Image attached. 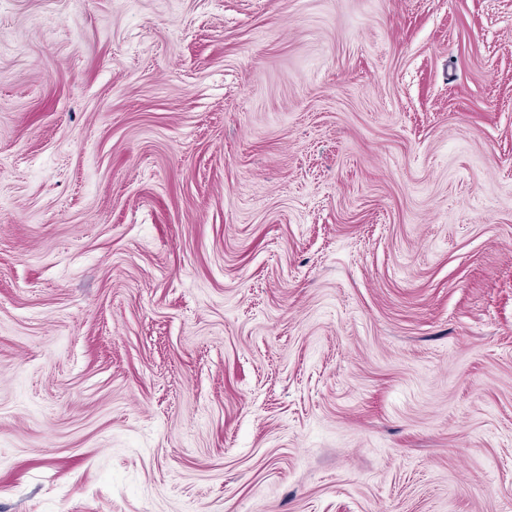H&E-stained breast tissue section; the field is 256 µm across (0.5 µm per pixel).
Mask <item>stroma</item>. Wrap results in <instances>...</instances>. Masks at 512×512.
Returning a JSON list of instances; mask_svg holds the SVG:
<instances>
[{"label": "stroma", "mask_w": 512, "mask_h": 512, "mask_svg": "<svg viewBox=\"0 0 512 512\" xmlns=\"http://www.w3.org/2000/svg\"><path fill=\"white\" fill-rule=\"evenodd\" d=\"M0 512H512V0H0Z\"/></svg>", "instance_id": "35a3bbf8"}]
</instances>
